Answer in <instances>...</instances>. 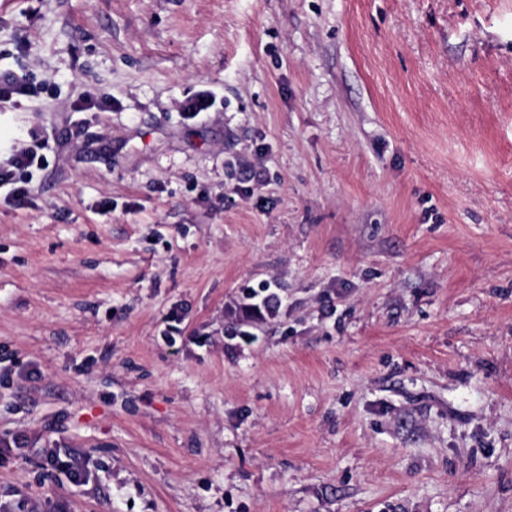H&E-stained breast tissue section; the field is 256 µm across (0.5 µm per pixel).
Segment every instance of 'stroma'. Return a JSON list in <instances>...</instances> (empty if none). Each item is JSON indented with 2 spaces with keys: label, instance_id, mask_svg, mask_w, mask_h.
I'll list each match as a JSON object with an SVG mask.
<instances>
[{
  "label": "stroma",
  "instance_id": "35a3bbf8",
  "mask_svg": "<svg viewBox=\"0 0 512 512\" xmlns=\"http://www.w3.org/2000/svg\"><path fill=\"white\" fill-rule=\"evenodd\" d=\"M21 68L0 166L49 147L0 205V343L36 370L0 382V501L512 512V0H0ZM33 140L32 146L13 156L8 167L0 168V197L2 200V188H8L3 201L11 206L18 207L25 202L30 192L33 169L43 165L44 156L39 151L47 148L48 140L38 136ZM281 305L280 295L268 283L261 288L250 289L239 303L238 309L246 318L262 321L274 316ZM43 466L62 475L68 482L81 484L89 481L87 472L78 465L76 459L62 460L52 450L47 451Z\"/></svg>",
  "mask_w": 512,
  "mask_h": 512
}]
</instances>
